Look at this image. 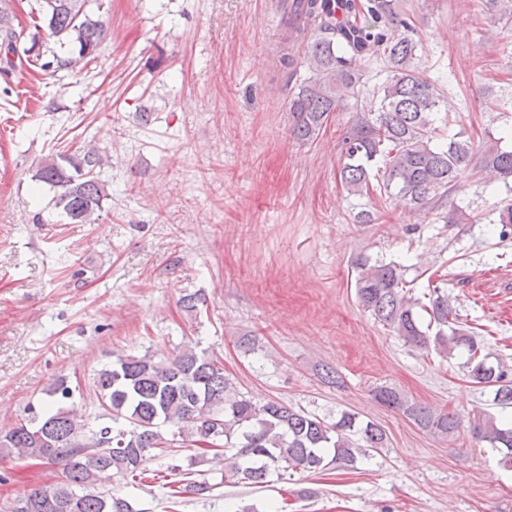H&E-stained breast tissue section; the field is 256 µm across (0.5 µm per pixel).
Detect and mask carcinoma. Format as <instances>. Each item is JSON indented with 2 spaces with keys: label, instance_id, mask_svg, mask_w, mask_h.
<instances>
[{
  "label": "carcinoma",
  "instance_id": "cac0c4a2",
  "mask_svg": "<svg viewBox=\"0 0 512 512\" xmlns=\"http://www.w3.org/2000/svg\"><path fill=\"white\" fill-rule=\"evenodd\" d=\"M30 13L28 45L36 54L9 57L13 44L24 34L14 27L15 0H0V72L25 64L43 72L82 70L97 59L86 56L108 37L102 17L88 9L90 0H37ZM309 22L291 26L288 0H282V40L306 42L302 64L310 77L298 86L288 102L290 135L308 144L318 138L336 109L358 94L361 64L377 55L389 70L381 93L372 96L357 115L343 140L340 181L347 193L372 192L402 203L413 212L432 210L455 190L474 160V145L450 139L433 144L435 117L444 100L436 82L417 63L416 30L408 22L399 0H293ZM77 47V55L43 60L36 31ZM491 137L479 158L482 171L507 184L512 181V149ZM107 160L93 146L74 153L48 155L37 166L34 178L60 189L57 204L69 223L91 224L107 196L100 180ZM499 235L512 238V203L499 209ZM359 306L389 328L406 344L440 353L463 349L468 353L467 374L475 384L494 389V404L512 408V364L499 358L488 361L478 334L460 325L451 298L432 286L422 309L436 332L421 329L419 304L405 279L407 266L361 254L354 261ZM95 396L108 411L109 422L91 429L78 420L70 403L72 390L63 379L47 391L41 412L26 421L0 429V455L46 460L63 464L60 480L34 488L4 507V512H134L119 495L95 490L101 475L136 479L146 472L154 451L166 455L171 442L165 426L177 434L199 457L220 450L231 452L224 480L252 485L267 482L280 471L315 473L329 467L354 469L360 458L387 444L385 430L358 414L342 411L336 421L296 410L268 399L255 402L236 392L224 367L193 349L179 351L172 359L155 360L144 354L119 355L98 370ZM380 405L401 413L419 428L448 436L468 427L472 437L501 454L512 466V426L491 415L475 414L467 422L454 412H438L410 402L394 389L374 391ZM128 428H115L120 421Z\"/></svg>",
  "mask_w": 512,
  "mask_h": 512
}]
</instances>
